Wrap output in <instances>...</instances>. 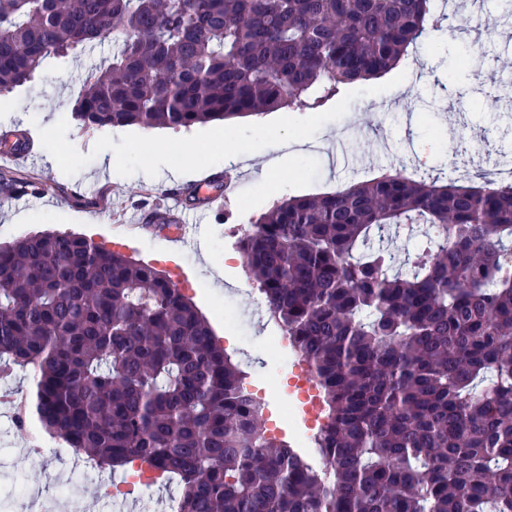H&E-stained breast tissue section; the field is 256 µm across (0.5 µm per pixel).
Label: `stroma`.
<instances>
[{
	"label": "stroma",
	"mask_w": 512,
	"mask_h": 512,
	"mask_svg": "<svg viewBox=\"0 0 512 512\" xmlns=\"http://www.w3.org/2000/svg\"><path fill=\"white\" fill-rule=\"evenodd\" d=\"M435 7L448 14L450 29L426 35L395 69L352 85L319 112L284 108L187 129H86L71 112L91 69L111 55L112 40L65 63L47 61L33 87L0 95V134L21 131L30 137L34 148L27 163L10 171L43 182L58 202L49 206L20 197L0 207V244L44 230L75 233L153 263L169 277L184 274V293L208 319L225 352L244 365L250 391L264 399L284 439L297 443L283 417L295 400L279 372L282 358L264 346L280 328L257 282L236 258L238 234L225 233L224 227L249 228L275 200L330 192L383 170L419 167L445 180L480 168L497 182H512V5L507 0H437ZM459 24L484 45L466 66L458 63L463 42L451 33ZM46 125L54 128L48 147L41 144L40 129ZM459 125L465 128L464 140L449 138V129ZM340 140L349 156L345 162L336 156ZM230 145L249 148L253 161L228 166ZM272 157L279 168L267 180L260 165ZM177 170L182 173L178 179L173 176ZM227 170L236 174L239 189L224 200L222 215L198 214L186 221L197 249L173 250L157 233L133 235L131 226L144 211L172 206L171 188L194 184L204 172ZM239 291L242 316L254 338L248 347L224 331V300ZM0 458L11 463L0 476V497L14 494L8 512H37L33 500L55 498L74 483L82 486L89 512H115L100 503L99 488L130 478L126 468L94 473L49 451L28 452L25 433L11 431L1 410Z\"/></svg>",
	"instance_id": "obj_1"
}]
</instances>
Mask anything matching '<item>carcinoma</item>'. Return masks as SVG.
<instances>
[{
  "mask_svg": "<svg viewBox=\"0 0 512 512\" xmlns=\"http://www.w3.org/2000/svg\"><path fill=\"white\" fill-rule=\"evenodd\" d=\"M431 2L0 0V94L110 35L84 127L316 110L447 29ZM238 249L317 380L322 468L166 276L53 231L0 245V362L34 369L45 431L177 476L179 512H512V183L383 172L275 202Z\"/></svg>",
  "mask_w": 512,
  "mask_h": 512,
  "instance_id": "1",
  "label": "carcinoma"
}]
</instances>
